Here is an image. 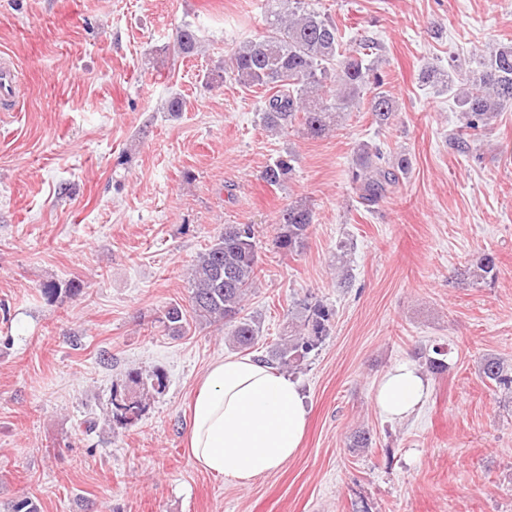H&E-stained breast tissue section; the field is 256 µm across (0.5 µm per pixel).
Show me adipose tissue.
<instances>
[{"label": "adipose tissue", "instance_id": "ef3b65f1", "mask_svg": "<svg viewBox=\"0 0 512 512\" xmlns=\"http://www.w3.org/2000/svg\"><path fill=\"white\" fill-rule=\"evenodd\" d=\"M427 380L409 364L390 367L374 395L378 412L393 420L422 404ZM187 452L201 470L247 482L295 458L308 424L300 385L249 358L227 356L201 375L190 405Z\"/></svg>", "mask_w": 512, "mask_h": 512}]
</instances>
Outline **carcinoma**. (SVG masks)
Wrapping results in <instances>:
<instances>
[{"mask_svg":"<svg viewBox=\"0 0 512 512\" xmlns=\"http://www.w3.org/2000/svg\"><path fill=\"white\" fill-rule=\"evenodd\" d=\"M266 32L236 49L226 65L208 75L209 83L234 79L247 88L262 89L267 96L262 107L266 129L280 132L301 120L307 133L324 137L338 126L339 119L360 105L368 91V110L379 127L392 123L396 113L393 100L382 90L383 75L369 59L374 43L363 39L355 48L343 45L336 23L309 6L306 0H267ZM199 40L189 24L176 29L174 49L192 55ZM477 69L465 81L448 75L447 87L465 119L466 146L476 141L489 121L506 107H512V41L503 42L476 59ZM408 161L385 157L380 146L362 144L352 167V184L360 203L371 206L399 185ZM293 171L291 158L280 156L267 164L262 180L281 187ZM313 222L305 204H290L278 219L277 249L295 252L303 248ZM257 230L253 224H226L224 231L202 253L191 268L190 307L192 319L201 326H226L230 340L241 348L252 346L259 337V323L241 315L243 302L258 277ZM497 258L482 255L473 271V283L495 275ZM332 312L324 305L302 307L300 324L270 350V360L291 366L314 349L326 335ZM172 336L181 335L187 325L186 312L179 304L167 307L159 320ZM481 371L487 380L505 393H512V366L496 357L483 360ZM138 391L130 394L113 390L112 414L125 426L135 424L146 409L150 392L163 387L157 376L145 381L130 378Z\"/></svg>","mask_w":512,"mask_h":512,"instance_id":"carcinoma-1","label":"carcinoma"}]
</instances>
